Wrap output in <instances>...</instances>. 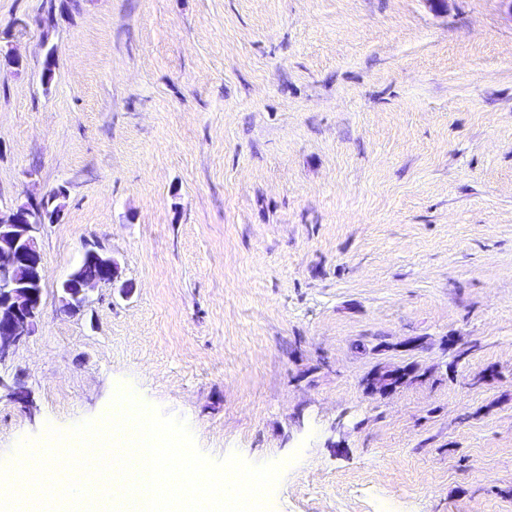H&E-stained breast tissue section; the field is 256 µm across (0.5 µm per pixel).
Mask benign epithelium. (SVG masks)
Returning <instances> with one entry per match:
<instances>
[{
  "label": "benign epithelium",
  "mask_w": 512,
  "mask_h": 512,
  "mask_svg": "<svg viewBox=\"0 0 512 512\" xmlns=\"http://www.w3.org/2000/svg\"><path fill=\"white\" fill-rule=\"evenodd\" d=\"M27 201L0 212V363L8 360L27 338L35 333L42 314V288L45 281L43 254L38 242L40 212ZM101 269L99 278L82 279L75 270L61 283L62 308L77 313L89 303V292L110 285L117 277V266L112 257L97 250L84 255ZM409 371H378L368 386L373 392H387L401 384ZM22 404H30V394L16 379L7 382L0 377V390Z\"/></svg>",
  "instance_id": "7a95c632"
}]
</instances>
